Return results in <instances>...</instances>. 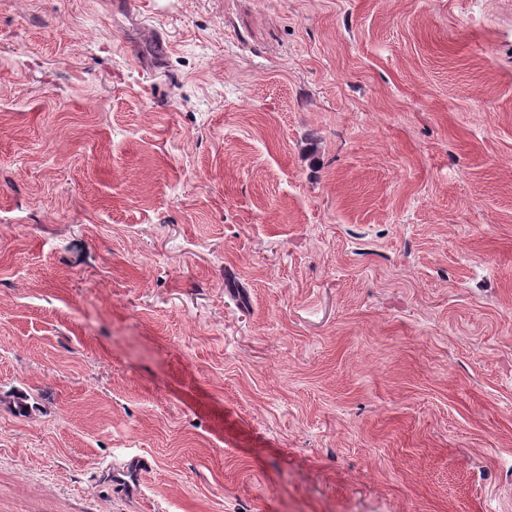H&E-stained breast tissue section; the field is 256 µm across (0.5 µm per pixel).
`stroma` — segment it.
Instances as JSON below:
<instances>
[{"instance_id": "35a3bbf8", "label": "stroma", "mask_w": 512, "mask_h": 512, "mask_svg": "<svg viewBox=\"0 0 512 512\" xmlns=\"http://www.w3.org/2000/svg\"><path fill=\"white\" fill-rule=\"evenodd\" d=\"M0 512H512V0H0Z\"/></svg>"}]
</instances>
